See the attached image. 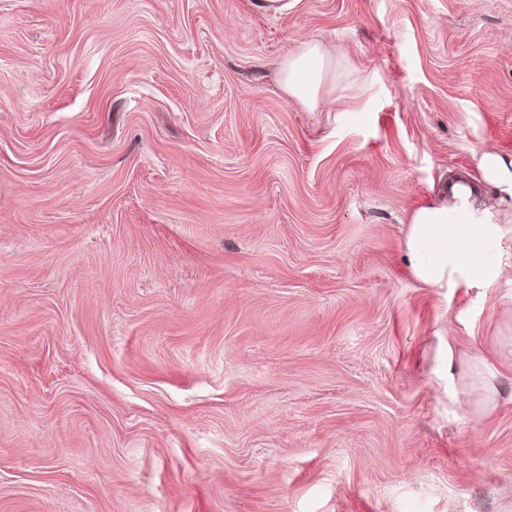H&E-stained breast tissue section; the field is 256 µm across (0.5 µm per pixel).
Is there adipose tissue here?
Returning <instances> with one entry per match:
<instances>
[{"instance_id":"obj_1","label":"adipose tissue","mask_w":512,"mask_h":512,"mask_svg":"<svg viewBox=\"0 0 512 512\" xmlns=\"http://www.w3.org/2000/svg\"><path fill=\"white\" fill-rule=\"evenodd\" d=\"M340 64L320 44L307 42L279 64L278 86L286 97L314 110L331 104ZM495 234L466 208L428 206L411 220L408 253L414 272L426 284H476L487 276L483 255Z\"/></svg>"}]
</instances>
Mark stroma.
<instances>
[{
  "label": "stroma",
  "mask_w": 512,
  "mask_h": 512,
  "mask_svg": "<svg viewBox=\"0 0 512 512\" xmlns=\"http://www.w3.org/2000/svg\"><path fill=\"white\" fill-rule=\"evenodd\" d=\"M288 2L0 0V512H512V0ZM339 68L340 63L328 50L318 43L306 42L280 61L278 86L287 98L298 101L309 110L336 105L343 97H332L336 93V70ZM486 179L500 190L512 196V171L498 158L485 157L482 161ZM466 208L428 206L412 217L408 253L414 272L426 284H476L487 276L483 255L495 235L493 224H477Z\"/></svg>",
  "instance_id": "1"
}]
</instances>
